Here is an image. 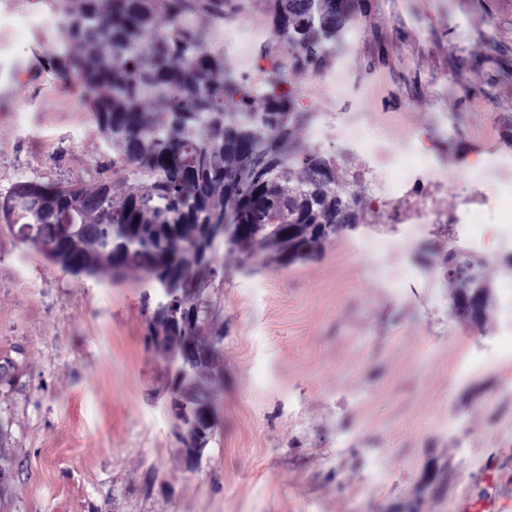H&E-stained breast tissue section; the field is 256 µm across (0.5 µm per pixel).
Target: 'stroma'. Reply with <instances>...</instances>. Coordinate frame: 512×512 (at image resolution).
<instances>
[{
    "label": "stroma",
    "mask_w": 512,
    "mask_h": 512,
    "mask_svg": "<svg viewBox=\"0 0 512 512\" xmlns=\"http://www.w3.org/2000/svg\"><path fill=\"white\" fill-rule=\"evenodd\" d=\"M348 58L368 133L403 146L427 132L454 210L466 181L512 166V0H358ZM0 192L25 179L92 185L109 161L89 102L42 35L0 29ZM305 120L332 100L305 101ZM34 133L18 141L16 121ZM483 158L487 167L476 166ZM315 260L238 269L220 254L224 328L217 435L187 471L171 436L173 364L146 348L140 273L119 282L45 260L0 219V512H499L512 501V351L499 348V284L512 254L482 257L483 321L456 314L452 226L393 232L415 274L390 288L357 245L385 211Z\"/></svg>",
    "instance_id": "stroma-1"
}]
</instances>
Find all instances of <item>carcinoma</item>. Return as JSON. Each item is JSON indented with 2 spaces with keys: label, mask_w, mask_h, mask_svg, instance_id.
Wrapping results in <instances>:
<instances>
[{
  "label": "carcinoma",
  "mask_w": 512,
  "mask_h": 512,
  "mask_svg": "<svg viewBox=\"0 0 512 512\" xmlns=\"http://www.w3.org/2000/svg\"><path fill=\"white\" fill-rule=\"evenodd\" d=\"M61 47L53 60L92 101L94 119L112 150V172L138 188L115 191L103 177L92 186L20 180L0 194V217L19 225L22 241L65 271L121 280L143 275L147 336L179 370L170 394L202 428L215 430L212 398L186 366H212L223 354L210 288L224 283L223 251L239 266L258 257L286 268L318 257L336 236L346 192L336 168L317 150L292 141L304 120L276 70L259 87L239 81L214 33L224 0H53ZM275 40L291 67H321L326 44L354 10V0H268ZM206 16L211 28L190 18ZM262 102L256 108V102ZM163 107L162 118L146 111ZM303 177L293 178V166ZM248 224L245 241L212 239V224ZM52 244L55 252L44 250Z\"/></svg>",
  "instance_id": "carcinoma-1"
}]
</instances>
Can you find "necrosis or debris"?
<instances>
[{
    "label": "necrosis or debris",
    "mask_w": 512,
    "mask_h": 512,
    "mask_svg": "<svg viewBox=\"0 0 512 512\" xmlns=\"http://www.w3.org/2000/svg\"><path fill=\"white\" fill-rule=\"evenodd\" d=\"M219 39L240 78L249 84H256L259 74L266 68L285 70L291 63L282 48L272 47L267 55L258 56L259 45L269 43L271 37L265 30L251 26L244 17H225L219 28ZM333 130L360 156V185L370 193L375 207L389 211L392 223L458 224L456 216L444 211L435 196L437 186L447 180L448 174L427 161L429 149L425 133H416L399 155L385 141L369 138L363 125L344 122L342 113H316L310 129L312 138L321 144L328 143ZM458 226L471 248L484 250L492 243L501 249L512 247L511 225H501L493 240L489 239L484 225Z\"/></svg>",
    "instance_id": "necrosis-or-debris-1"
}]
</instances>
